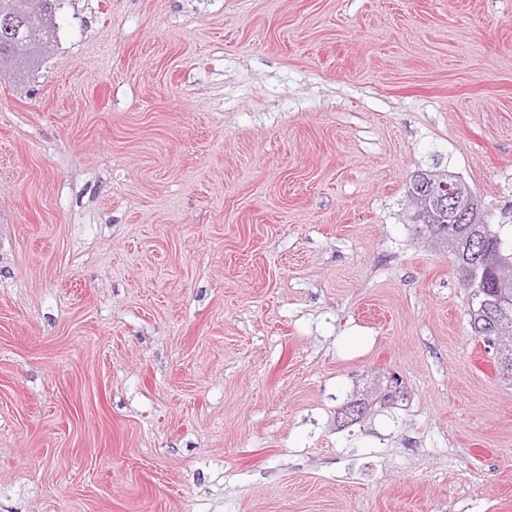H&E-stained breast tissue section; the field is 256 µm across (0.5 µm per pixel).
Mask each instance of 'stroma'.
I'll return each mask as SVG.
<instances>
[{"mask_svg":"<svg viewBox=\"0 0 512 512\" xmlns=\"http://www.w3.org/2000/svg\"><path fill=\"white\" fill-rule=\"evenodd\" d=\"M55 22L0 71V512H512V381L409 200L512 229V0Z\"/></svg>","mask_w":512,"mask_h":512,"instance_id":"stroma-1","label":"stroma"}]
</instances>
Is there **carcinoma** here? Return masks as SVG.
Wrapping results in <instances>:
<instances>
[{
  "label": "carcinoma",
  "mask_w": 512,
  "mask_h": 512,
  "mask_svg": "<svg viewBox=\"0 0 512 512\" xmlns=\"http://www.w3.org/2000/svg\"><path fill=\"white\" fill-rule=\"evenodd\" d=\"M61 0H0V23L12 21L11 30L0 28V53L10 56L11 65L22 70L50 48L55 13ZM428 239L435 245L453 248L454 265L470 266V278L477 287L468 290L470 322L483 343L496 347L495 361L500 373L512 379V269L506 272L472 261L467 243L474 247L491 243L504 254H512V236L503 237L481 221L473 224L429 222Z\"/></svg>",
  "instance_id": "carcinoma-1"
}]
</instances>
